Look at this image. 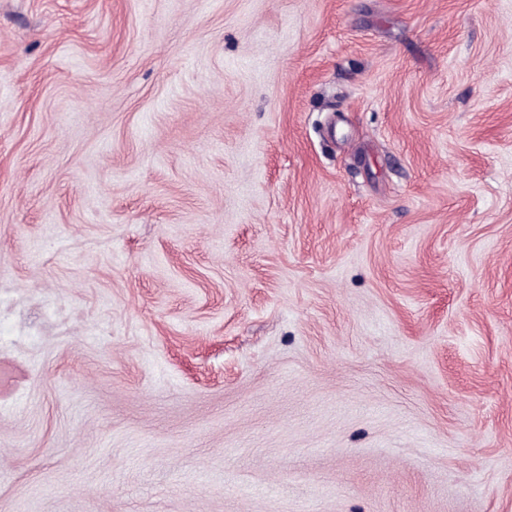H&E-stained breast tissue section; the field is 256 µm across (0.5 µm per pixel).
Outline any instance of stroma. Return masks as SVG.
I'll return each instance as SVG.
<instances>
[{
    "label": "stroma",
    "instance_id": "stroma-1",
    "mask_svg": "<svg viewBox=\"0 0 512 512\" xmlns=\"http://www.w3.org/2000/svg\"><path fill=\"white\" fill-rule=\"evenodd\" d=\"M0 512H512V0H0Z\"/></svg>",
    "mask_w": 512,
    "mask_h": 512
}]
</instances>
